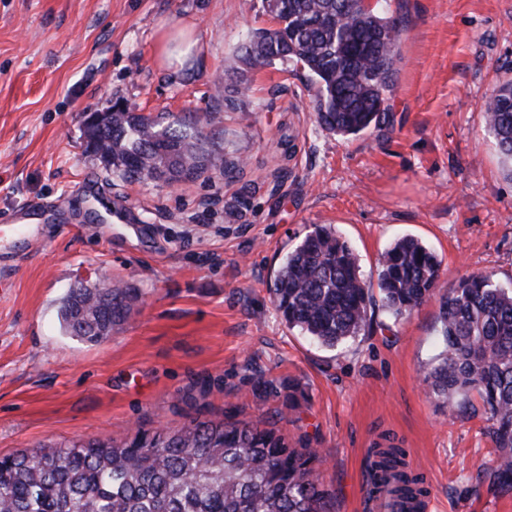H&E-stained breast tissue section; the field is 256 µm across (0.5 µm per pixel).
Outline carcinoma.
Listing matches in <instances>:
<instances>
[{
    "mask_svg": "<svg viewBox=\"0 0 512 512\" xmlns=\"http://www.w3.org/2000/svg\"><path fill=\"white\" fill-rule=\"evenodd\" d=\"M270 25L247 32L229 71L241 74L276 62L307 72L317 125L357 135L377 127L387 111L403 25L378 2L266 0ZM219 113L172 120L112 104L109 123L84 142L94 160L112 156L125 181L169 182L215 169L208 148ZM485 124L512 176V81L489 96ZM441 260L420 240L404 236L381 253L377 284L367 281L351 246L320 225L286 256L269 288L290 327L335 348L368 321L373 288L401 316L439 297L443 349L424 377L429 394L456 406L477 393L489 414L496 466L484 479L512 496V288L491 273H470L439 289ZM140 299L122 281L110 288L69 289L59 307L63 331L86 343L105 337L79 315L120 327ZM371 493L392 486L404 502L427 493L424 478L406 470L396 444L373 449ZM316 448L291 446L274 427L251 420L193 421L179 428L139 430L131 439L43 444L0 456V512H331L320 482Z\"/></svg>",
    "mask_w": 512,
    "mask_h": 512,
    "instance_id": "carcinoma-1",
    "label": "carcinoma"
}]
</instances>
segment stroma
Returning <instances> with one entry per match:
<instances>
[{
	"label": "stroma",
	"mask_w": 512,
	"mask_h": 512,
	"mask_svg": "<svg viewBox=\"0 0 512 512\" xmlns=\"http://www.w3.org/2000/svg\"><path fill=\"white\" fill-rule=\"evenodd\" d=\"M265 0H0V454L123 438L197 420L264 419L320 449L335 512H363L369 451L393 437L424 474L433 512H512L480 480L494 453L481 404L449 411L423 378L442 349L431 299L394 317L373 299L333 349L289 328L269 287L288 250L327 224L376 279L412 236L452 287L486 271L512 287V178L484 121L512 81V0H389L404 25L385 122L339 136L315 122L304 73H247L228 107L225 67ZM192 42L163 62L161 33ZM175 116L217 112L210 142L236 168L169 186L126 182L84 153L81 116L115 101ZM48 216L15 234L10 214ZM142 292L108 339L66 336L79 280ZM277 393L255 396L256 374Z\"/></svg>",
	"instance_id": "35a3bbf8"
}]
</instances>
